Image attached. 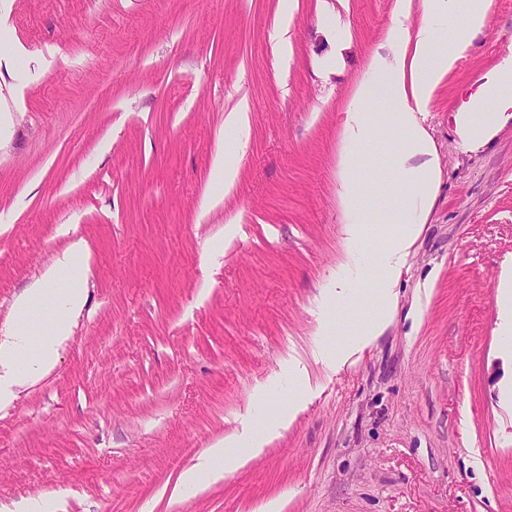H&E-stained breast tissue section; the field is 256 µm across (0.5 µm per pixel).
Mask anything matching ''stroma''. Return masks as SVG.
<instances>
[{"mask_svg":"<svg viewBox=\"0 0 512 512\" xmlns=\"http://www.w3.org/2000/svg\"><path fill=\"white\" fill-rule=\"evenodd\" d=\"M398 0H0V336L72 238L88 302L54 370L0 412V505L59 512H512V94L469 149L460 116L512 59V0L417 118L433 202L382 331L331 286L349 262L342 130ZM247 99L249 140L224 131ZM401 131L354 147L369 192ZM239 165L232 194L217 154ZM215 207H208L209 199ZM288 428L279 423L285 413ZM278 429L173 500L208 448ZM479 449L480 464L470 451ZM283 2L284 5L282 8L281 16L274 26L273 40L275 43V48L277 49L281 57L285 59L288 56V35L290 31V22L292 17L290 2L292 1L285 0Z\"/></svg>","mask_w":512,"mask_h":512,"instance_id":"1","label":"stroma"}]
</instances>
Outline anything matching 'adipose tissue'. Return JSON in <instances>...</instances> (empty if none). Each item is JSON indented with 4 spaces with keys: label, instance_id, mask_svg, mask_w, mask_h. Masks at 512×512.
Here are the masks:
<instances>
[{
    "label": "adipose tissue",
    "instance_id": "obj_1",
    "mask_svg": "<svg viewBox=\"0 0 512 512\" xmlns=\"http://www.w3.org/2000/svg\"><path fill=\"white\" fill-rule=\"evenodd\" d=\"M490 0H422L423 21L410 23L412 0H401V9L390 26L381 52L369 65L370 80L356 89L358 110L349 113L342 137L345 144H362L385 137L389 128H400L408 150L397 166L405 184L414 185L434 174L435 149L432 140L418 123L412 103L428 102L440 81L454 67L461 52L484 26ZM455 24L456 36L450 46L439 44L447 24ZM375 198L384 203L383 220L396 229L388 247L368 254L369 264L380 271L382 286L371 291L353 292V299L373 304L386 311L389 296L385 290L392 274L415 242L419 226L431 207L428 194L403 196L386 172H378L373 183ZM337 195L349 217L346 225L349 246H357L364 236L362 224L366 202L348 175H341ZM82 241H75L47 268L14 305V324L0 336V410L10 407L19 393L55 366L59 352L69 340L72 326L86 300L87 279L79 277L60 284V269L73 266L84 255ZM50 311L34 317L39 303ZM267 428L254 427L247 441H221L208 449L203 461L180 477V495H194L206 483L222 478L225 472L244 466L268 441Z\"/></svg>",
    "mask_w": 512,
    "mask_h": 512
}]
</instances>
